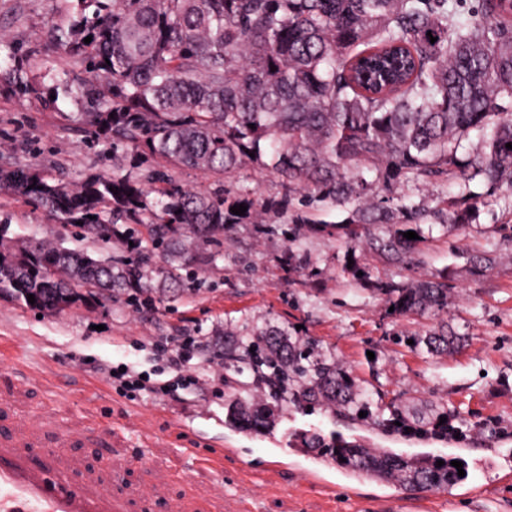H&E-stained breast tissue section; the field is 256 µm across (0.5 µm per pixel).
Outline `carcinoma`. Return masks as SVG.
Wrapping results in <instances>:
<instances>
[{
	"label": "carcinoma",
	"mask_w": 512,
	"mask_h": 512,
	"mask_svg": "<svg viewBox=\"0 0 512 512\" xmlns=\"http://www.w3.org/2000/svg\"><path fill=\"white\" fill-rule=\"evenodd\" d=\"M75 20L51 22L55 47L71 68L46 70L56 95L87 109L89 132L164 158L166 171L140 178L100 173L77 184L50 183L26 168L0 170V189L78 226L107 244L118 223L148 226L146 246L126 233L140 259H104L44 241L5 243L0 224V299L45 312L101 298L155 306L143 286L144 266L174 284L195 283V246L239 224L256 205L241 198L230 211L224 183L246 160L271 168L285 195L299 189L293 223L310 222L312 205H354L348 224H406L427 217L421 204L382 196L379 183L480 177L512 188V0H477L475 20L458 19L462 0H64ZM90 43H84L86 37ZM437 41L430 42V37ZM276 70H271V67ZM15 90H35L36 77L9 72ZM476 131L481 155L464 164L462 140ZM269 143L270 161L261 143ZM179 166L206 170L205 192L184 189ZM375 174L369 181L365 174ZM157 194L158 199L150 198ZM468 223L446 198L434 215ZM415 241L396 232L380 244L402 261ZM34 295L35 303L28 302ZM402 313L448 304L446 285L424 281L393 301ZM244 364L268 400L237 402L228 422L268 431L284 404L321 400L356 413L366 404L336 365L313 361L282 331H260L224 347V366ZM306 380L302 391L289 388ZM336 465L378 480L399 466L406 488H448V465L400 458L388 448L338 440L327 448Z\"/></svg>",
	"instance_id": "carcinoma-1"
}]
</instances>
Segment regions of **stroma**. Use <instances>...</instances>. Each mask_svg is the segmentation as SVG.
<instances>
[{
    "label": "stroma",
    "instance_id": "1",
    "mask_svg": "<svg viewBox=\"0 0 512 512\" xmlns=\"http://www.w3.org/2000/svg\"><path fill=\"white\" fill-rule=\"evenodd\" d=\"M55 0H0V57H11L38 76L35 91L16 94L0 77V169L33 168L49 180H79L103 171L131 174L163 167L147 150L113 148L111 140L85 131L76 105L53 100L46 68L65 69L69 61L50 47L51 20L61 19ZM229 198L259 192L283 198L278 179L245 164L227 183ZM471 219L466 224H418L420 241L407 262L395 263L376 251L385 224H361L356 240L339 226L350 207L316 211L311 221L292 227L293 207L277 216L256 210L244 224L225 226L220 257L200 243L193 289L174 292L159 277L148 280L154 308L124 301L78 304L39 315L0 300V428L30 418L48 386L64 391L52 416L81 432L87 425L84 388H96L102 427L131 425L123 448L68 451L75 480L95 476L100 488L132 493L166 512L183 490L168 471L177 452L197 449L214 455L234 449L223 469L199 468L192 486L210 499L211 512H230L244 501L251 512H512V191L470 182ZM0 224L17 244L28 239L58 242L96 255L129 256L123 240L102 244L63 230L48 211L18 193L0 190ZM421 280L448 287L442 311L406 314L393 310L398 290ZM287 331L291 341L309 344L315 358L345 371L353 393L364 399L369 416L360 418L324 403L312 408L286 406L275 427L255 434L227 421L240 398L262 399L249 373L220 369L210 344L258 331ZM456 338L448 352H429L423 343L433 332ZM200 341L191 360L177 368L167 360L170 346ZM31 376L25 390L13 376ZM149 378L156 393L130 391L126 380ZM448 429L434 433L440 418ZM323 437L363 438L376 448L456 456L466 464L486 459L484 495L463 490H405L347 473L300 448L286 453L279 442L289 426ZM149 442H142V431ZM143 455L142 469L108 471L109 459ZM278 472L277 485L260 490L263 477Z\"/></svg>",
    "mask_w": 512,
    "mask_h": 512
}]
</instances>
